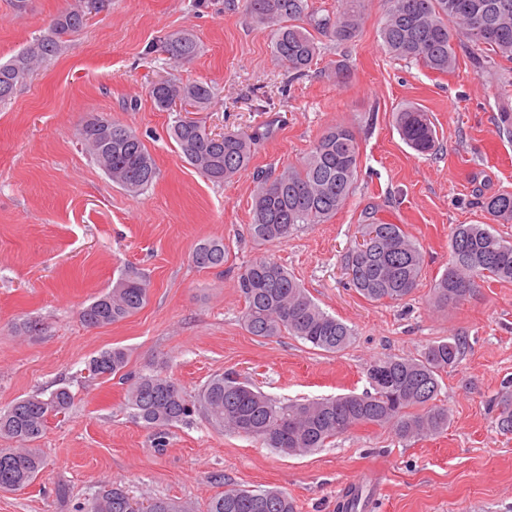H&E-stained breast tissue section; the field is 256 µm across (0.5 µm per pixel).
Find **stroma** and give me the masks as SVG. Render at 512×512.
<instances>
[{
    "label": "stroma",
    "mask_w": 512,
    "mask_h": 512,
    "mask_svg": "<svg viewBox=\"0 0 512 512\" xmlns=\"http://www.w3.org/2000/svg\"><path fill=\"white\" fill-rule=\"evenodd\" d=\"M86 4L27 0L19 12L0 0V63L61 11ZM385 9L368 0L359 36L322 41L316 64L293 79L272 55L269 29L245 16L241 0H108L0 105V409L60 387L74 396L36 442L41 472L24 489L0 490V512H74L113 484L140 501L184 500L198 512L229 485L284 490L295 512H338L349 481L373 473L382 482L362 490L370 512H512V434L498 431L489 407L512 380V282L479 280L470 298L445 309L431 301L453 225L486 221L476 191H512V135L499 122L512 108V95L500 91L512 82V63L477 73L463 60L439 74L391 57L377 35ZM178 31L200 46L182 65L162 50ZM339 60L351 72L344 82ZM173 75L214 87L213 104L195 115L210 132L271 127L248 170L217 185L184 160L169 136L174 113L158 111L147 93ZM408 104L434 122L433 154L399 137L394 114ZM97 117L126 124L146 144L157 177L144 193L112 183L80 144L78 129ZM337 123L353 126L360 146L345 207L285 241L253 240L254 171L299 164ZM372 210L404 225L425 253L420 284L401 303L363 299L343 267ZM205 238L223 239V267L191 262ZM261 258L280 263L353 327L354 342L332 355L286 334L250 335L236 280ZM131 265L150 281L146 306L106 327L84 325L82 308ZM25 321L35 332L16 333ZM451 336L466 348L441 379L447 430L402 442L389 428L359 426L297 457L201 418L171 427L166 447H156L127 407L124 385L87 371L93 357L122 347L129 370L171 376L191 396L232 369L277 401L304 402L366 391L372 360L414 358Z\"/></svg>",
    "instance_id": "35a3bbf8"
}]
</instances>
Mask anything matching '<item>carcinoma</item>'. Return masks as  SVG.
Wrapping results in <instances>:
<instances>
[{
    "instance_id": "1",
    "label": "carcinoma",
    "mask_w": 512,
    "mask_h": 512,
    "mask_svg": "<svg viewBox=\"0 0 512 512\" xmlns=\"http://www.w3.org/2000/svg\"><path fill=\"white\" fill-rule=\"evenodd\" d=\"M336 10L319 14L312 0H243L245 14L270 28L271 49L288 73L304 74L320 54L319 38L337 43L353 41L360 33L367 0H336ZM379 35L383 48L401 60H415L437 73L453 71L458 52L481 72L496 60L512 62V0H385ZM84 11L61 12L48 31L29 41L0 64V103L11 99L40 65L58 56L64 37L84 25ZM165 50L175 63L195 57L199 44L189 32L170 35ZM154 106L172 112L178 106L199 112L213 102L214 87L204 82L167 78L150 84ZM395 126L407 146L421 155L433 153L437 132L429 114L414 106L395 113ZM112 135H103L95 121L78 132L91 159L113 183L138 194L157 176L154 160L140 136L119 121ZM254 136L234 132L214 134L187 116H177L170 136L186 161L207 180L221 184L245 170L252 159ZM360 148L355 130L345 124L328 127L298 167L278 174L259 170L252 197L254 238L281 242L304 225L322 224L342 209L354 191ZM487 224H456L449 238L448 268L432 289V301L446 307L466 300L476 280L512 282V242L493 231V225L512 222V193L499 191L479 198ZM362 242L345 256V268L356 292L370 302L403 301L418 286L424 255L402 224H390L365 213ZM224 240L199 241L191 261L200 268L224 266ZM150 282L129 266L108 291L80 312L89 327L112 325L139 312L149 300ZM244 298L241 317L253 336L284 333L320 352L336 354L353 341L354 329L327 313L277 262L259 259L238 275ZM464 341L452 336L430 346L418 358L385 356L366 369L371 390L308 402L282 404L244 382L232 372L213 376L193 396H187L171 377L160 373H130L126 349L113 347L90 360L89 374L119 377L126 383V404L158 447L167 443V430L194 417L212 427L252 436L270 448L297 456L312 454L348 430L365 425L390 428L401 441L435 435L448 427V408L436 403L439 378L459 363ZM73 396L58 388L47 396L31 395L0 410V437L33 442L48 419L68 410ZM500 432L512 434V392L492 400ZM44 464L37 448H0V490H19L35 480ZM76 512H195L187 502L156 498L144 504L130 498L117 484L103 490ZM206 512H294L288 495L276 489L226 487L208 503Z\"/></svg>"
}]
</instances>
